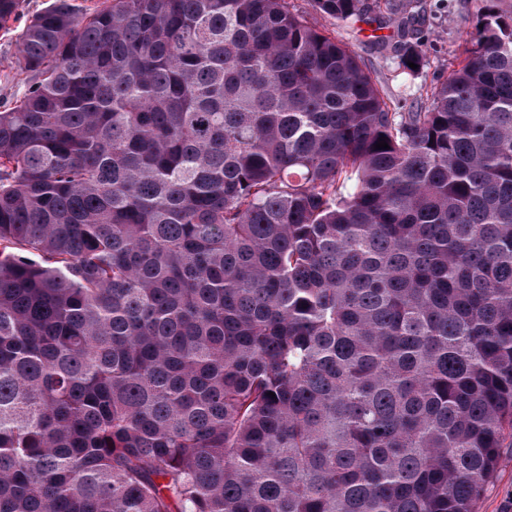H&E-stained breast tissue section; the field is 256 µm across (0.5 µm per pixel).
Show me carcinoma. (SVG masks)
I'll return each instance as SVG.
<instances>
[{
    "label": "carcinoma",
    "instance_id": "carcinoma-1",
    "mask_svg": "<svg viewBox=\"0 0 512 512\" xmlns=\"http://www.w3.org/2000/svg\"><path fill=\"white\" fill-rule=\"evenodd\" d=\"M385 8L415 76L419 12ZM461 40L393 112L288 0L32 18L0 110V512H475L512 448V10Z\"/></svg>",
    "mask_w": 512,
    "mask_h": 512
}]
</instances>
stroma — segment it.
<instances>
[{"instance_id": "35a3bbf8", "label": "stroma", "mask_w": 512, "mask_h": 512, "mask_svg": "<svg viewBox=\"0 0 512 512\" xmlns=\"http://www.w3.org/2000/svg\"><path fill=\"white\" fill-rule=\"evenodd\" d=\"M51 0H22L17 19L0 29V110L14 106L26 91L28 75L17 52L22 29ZM429 10L421 28L426 62L413 78L399 75L391 53L376 44L370 31L340 27L312 9L310 0H289L291 7L347 43L376 72L387 98L397 101L425 99L431 87L447 78L462 51L459 33L476 10L475 0H426ZM476 512H512V448L502 451V460L493 479L487 483L476 504Z\"/></svg>"}]
</instances>
